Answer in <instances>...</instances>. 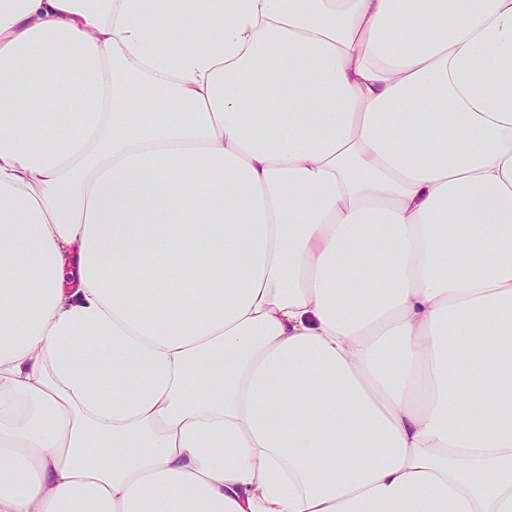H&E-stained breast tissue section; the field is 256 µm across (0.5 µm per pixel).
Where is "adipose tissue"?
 Wrapping results in <instances>:
<instances>
[{"instance_id": "obj_1", "label": "adipose tissue", "mask_w": 512, "mask_h": 512, "mask_svg": "<svg viewBox=\"0 0 512 512\" xmlns=\"http://www.w3.org/2000/svg\"><path fill=\"white\" fill-rule=\"evenodd\" d=\"M0 512H512V0H0Z\"/></svg>"}]
</instances>
